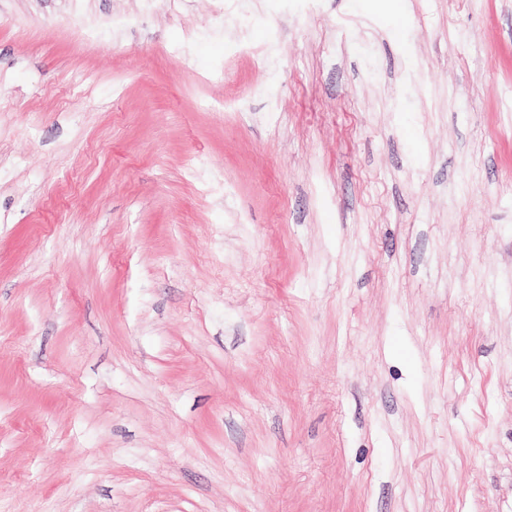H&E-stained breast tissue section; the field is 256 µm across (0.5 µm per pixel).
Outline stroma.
Wrapping results in <instances>:
<instances>
[{
    "label": "stroma",
    "mask_w": 512,
    "mask_h": 512,
    "mask_svg": "<svg viewBox=\"0 0 512 512\" xmlns=\"http://www.w3.org/2000/svg\"><path fill=\"white\" fill-rule=\"evenodd\" d=\"M0 512H512V0H0Z\"/></svg>",
    "instance_id": "35a3bbf8"
}]
</instances>
